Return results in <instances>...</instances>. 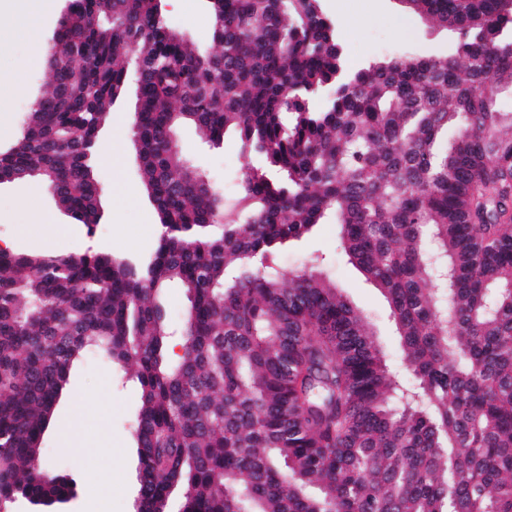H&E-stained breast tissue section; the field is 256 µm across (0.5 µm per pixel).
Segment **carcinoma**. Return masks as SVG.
<instances>
[{"label":"carcinoma","instance_id":"cac0c4a2","mask_svg":"<svg viewBox=\"0 0 512 512\" xmlns=\"http://www.w3.org/2000/svg\"><path fill=\"white\" fill-rule=\"evenodd\" d=\"M407 4L457 55L349 72L319 0H218L206 52L162 0H67L0 176L41 181L94 234L92 159L134 75L160 233L143 266L0 248L1 508L63 494L33 461L94 347L141 386L136 512H512V3ZM185 124L261 157L236 217L171 148ZM327 222L384 293L411 386L327 277L273 267ZM172 284L188 300L174 359L157 303Z\"/></svg>","mask_w":512,"mask_h":512}]
</instances>
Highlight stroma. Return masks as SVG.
<instances>
[{"label": "stroma", "instance_id": "1", "mask_svg": "<svg viewBox=\"0 0 512 512\" xmlns=\"http://www.w3.org/2000/svg\"><path fill=\"white\" fill-rule=\"evenodd\" d=\"M66 0H0V31L30 23L42 41H49ZM323 13L336 25L342 59L353 70L395 57H432L452 53L456 38L447 29L406 10L402 0H320ZM165 17L177 32L199 49L209 50L212 17L204 0H166ZM50 72L32 58L24 38L0 42V146L17 136L24 115L45 86ZM22 79L25 95L8 86ZM136 89L128 87L112 108V119L100 134L96 175L105 188L103 219L87 235L59 208L36 180L0 185V245L19 252L70 253L103 245L120 257L147 259L157 243L160 225L140 173L132 137ZM178 147L233 202L240 192L241 172L248 160L235 134L220 147L202 145L193 126L176 131ZM323 258L337 288L370 322L375 342L404 382L412 377L402 361L399 338L388 319L387 301L379 288L340 255L338 227L319 224L301 239L286 243L278 263L288 272ZM141 388L125 368L83 355L74 363L69 383L57 405L53 427L44 440V455L60 473L77 482L78 496L62 512H135L139 480L134 426ZM79 432L88 452L78 455L64 446L62 431Z\"/></svg>", "mask_w": 512, "mask_h": 512}]
</instances>
